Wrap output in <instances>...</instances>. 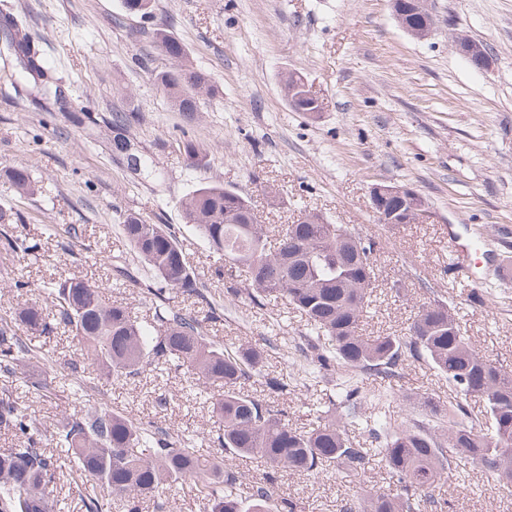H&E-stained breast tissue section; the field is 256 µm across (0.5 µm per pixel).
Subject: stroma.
I'll list each match as a JSON object with an SVG mask.
<instances>
[{"instance_id": "obj_1", "label": "stroma", "mask_w": 512, "mask_h": 512, "mask_svg": "<svg viewBox=\"0 0 512 512\" xmlns=\"http://www.w3.org/2000/svg\"><path fill=\"white\" fill-rule=\"evenodd\" d=\"M26 15L29 31L42 40L44 64L62 74L69 97L87 106L100 124L96 138L58 111L0 92V209L21 212L15 234L37 240V257L0 259V318L27 304L54 307L46 290L68 277L106 285L112 299L141 318L152 312L146 292L152 280L139 263L130 278L117 275L110 258L126 254L119 217L136 213L152 224L175 228L203 292L220 306L208 333L227 349L263 338L300 336L304 317L285 300L253 305L230 280L196 231L186 224L182 199L215 182L247 196L263 225L281 229L307 213L348 226L379 249L371 303L363 332L405 334L416 304L446 300L486 358L512 369V278L502 279V258L512 255V0H428L435 20L423 40L399 25L389 0H154L152 14L124 10L122 0H9ZM163 28L190 61L217 87L185 123L154 76L172 62L153 42ZM461 30L482 42L488 68L477 70L456 50L451 34ZM300 75L321 109L297 112L284 82ZM132 112L131 134L161 171L152 181L132 175L108 149L113 113ZM204 142L203 166H187L171 142L181 129ZM25 166L39 187L17 198L2 170ZM415 187L427 203L417 223H377L372 184ZM57 224H78L83 236L71 252L60 247ZM483 241L492 254L474 274L452 270L448 229ZM25 289L16 290L12 279ZM484 296L485 305L471 302ZM265 373L283 379L288 421L308 428L314 405L330 384L302 385L281 350H265ZM43 367L0 372V392L39 416L59 419L79 409L70 381L52 393L35 387ZM264 375L244 390L265 398ZM93 404L151 421L172 436L193 435L202 452L218 449L219 423L209 400L185 392L183 372L160 365L131 379L86 375ZM447 400L448 381L421 361L408 360L394 384L395 417L414 410L417 394ZM65 457L56 462L54 495L63 512H86L94 496L102 512H114L106 490L74 479ZM280 496L298 512H349L356 487L391 490L395 481L378 465L365 473L336 468L318 476L281 473ZM443 507L421 512H512V488L502 487L479 466L449 475Z\"/></svg>"}]
</instances>
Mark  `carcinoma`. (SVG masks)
I'll return each mask as SVG.
<instances>
[{
	"instance_id": "carcinoma-1",
	"label": "carcinoma",
	"mask_w": 512,
	"mask_h": 512,
	"mask_svg": "<svg viewBox=\"0 0 512 512\" xmlns=\"http://www.w3.org/2000/svg\"><path fill=\"white\" fill-rule=\"evenodd\" d=\"M152 38L175 62L156 82L175 111L190 121L199 111L201 94L213 96L215 89L166 31L157 29ZM0 39L14 56L16 93L25 92L37 102L63 103L62 80L44 66L40 39L27 31L25 20L1 9ZM69 119L91 136L98 126L97 118L82 110L70 112ZM133 121L131 113H112L109 146L119 161L125 143H134ZM175 144L189 166L203 165L207 152L202 142L184 134ZM133 154L137 174L156 178L154 159L138 148ZM4 175L19 197L37 192L26 168L12 166ZM180 207L185 223L224 258L228 275L245 273L248 287L240 290L244 300L259 305L271 296L283 298L305 317V344L298 346L307 361L304 373L317 378L332 368L342 371L336 399L330 401L334 411L316 410L312 427L298 431L288 424L286 408L244 393L242 384L262 373L263 352L226 350L208 335L204 320L170 305L169 291L206 300L202 285L175 230L128 213L120 221L121 234L155 284L148 289L154 298L151 321H138L127 304L110 300L98 283L66 278L48 289L55 313L48 315L34 304L0 322V370L13 374L29 365H56L18 330L45 336L61 325L71 333L73 356L64 368L73 375L90 365L116 379L135 376L150 365L182 370L190 391L213 390L212 412L222 423L218 441L224 455L203 454L186 437L175 439L161 427L101 406H85L49 430L16 400L1 397L0 430L22 439L23 446L0 452V512H54V462L41 448L49 431L79 478L112 493L116 512H139L146 497L161 507L162 496L185 479L194 482L208 512H272L277 502L278 512H296L293 500L278 498L276 474H310L331 465L359 473L374 457L395 479L396 490H360L354 512H420L422 503L438 502L435 491L454 460L476 464L500 482L503 473H512V370L477 351L447 301L421 302L404 336H364L360 323L377 263L373 242L320 218L287 225L271 250L250 200L217 183L200 185ZM39 250L37 241L19 239L7 227L0 231V254L6 260ZM409 358L426 362L448 379L454 397L441 405L422 393L417 396L421 412L397 421L383 411L387 395H360L354 377L369 374L390 381L400 376ZM473 396L484 402L489 434L466 424ZM357 427L379 447L355 446L350 432ZM235 457H258L267 467L245 496L242 473L229 463Z\"/></svg>"
}]
</instances>
